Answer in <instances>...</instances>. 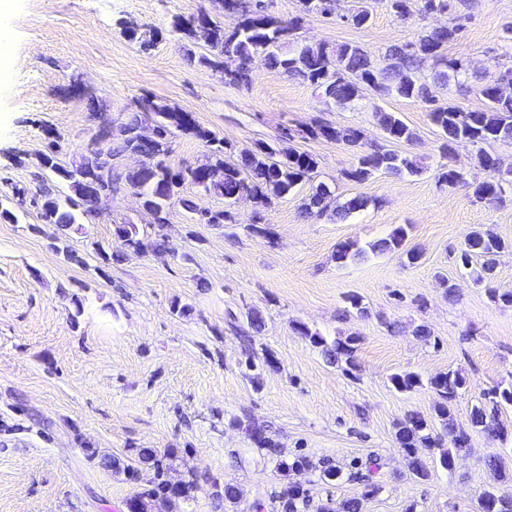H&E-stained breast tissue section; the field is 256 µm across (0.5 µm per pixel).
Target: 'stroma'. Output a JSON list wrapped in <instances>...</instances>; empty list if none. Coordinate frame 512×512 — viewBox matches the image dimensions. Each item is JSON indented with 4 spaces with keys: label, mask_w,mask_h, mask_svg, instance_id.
<instances>
[{
    "label": "stroma",
    "mask_w": 512,
    "mask_h": 512,
    "mask_svg": "<svg viewBox=\"0 0 512 512\" xmlns=\"http://www.w3.org/2000/svg\"><path fill=\"white\" fill-rule=\"evenodd\" d=\"M267 4L280 18L301 16L299 39L356 43L374 57L441 22L437 15L403 22L378 4L370 23L354 28L300 15L298 0ZM207 5L11 0L0 14V35L23 61L0 77V210L14 215L0 219V512H127L135 483L89 460L88 446L121 457L138 448L176 449L184 462L167 477L180 480L188 465L202 485L176 512H249L256 498L289 482L309 483L317 501L363 496V512H405L412 504L418 512H473L480 493L496 484L484 463L490 442L472 433L452 469L440 465L438 453H427L428 477H410L395 424L410 411L430 416L436 396L426 388L397 392L390 377L462 370L474 387L456 404L461 423L484 392L512 381V305L491 301L488 288L474 285L457 260L472 230L511 242L512 205L475 201L470 185L487 173L466 142L452 153L465 183L437 182L441 139L421 101L373 93L340 110L301 80L262 64L245 87L189 65L182 40L169 29ZM465 14L446 53L467 60L480 76L491 72V57L512 28V0H468ZM128 21L162 31L163 40L141 48L122 32ZM145 94L193 113L232 154L260 140L309 151L338 200L362 194L376 203L343 221H307L299 209L310 191L305 184L265 211V236L246 229L252 203L239 204L237 223L220 225L195 223L174 205L164 228L168 253L106 262L101 252L120 248L115 224H136L145 237L157 231L125 189L114 193L100 219L72 227L66 251L80 257L72 262L57 249L56 226L43 223L39 206L28 200L38 186L44 131L59 135L57 161L71 166L99 132L91 113H106L120 126ZM379 111L399 113L414 131V141L399 149L418 161L421 175L378 173L355 183L344 177L357 161L355 149L280 137L281 128L320 117L362 128L381 144ZM401 225L410 228L405 245L420 250L419 263L394 252L337 266L339 242L385 238ZM445 278L457 286L455 299L445 294ZM351 295L361 297L366 315L348 312ZM253 309L265 329L249 343L231 331L228 316ZM394 322L399 332L389 331ZM299 324L330 340L358 337V375L327 364L296 333ZM419 324L430 328V339L414 336ZM249 345L271 352L277 368L247 369ZM248 423L264 428L288 456L343 467L375 458L377 492L367 497L355 483L326 485L305 472L278 471L256 450ZM227 482L239 489L237 504L213 494V484Z\"/></svg>",
    "instance_id": "1"
}]
</instances>
